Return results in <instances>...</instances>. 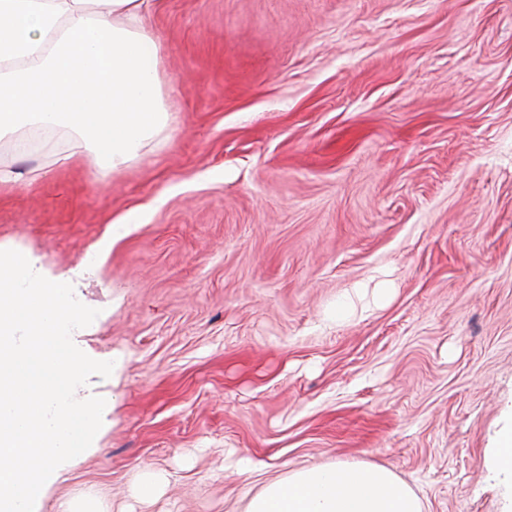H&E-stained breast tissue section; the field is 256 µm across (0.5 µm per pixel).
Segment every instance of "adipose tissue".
Segmentation results:
<instances>
[{"mask_svg":"<svg viewBox=\"0 0 512 512\" xmlns=\"http://www.w3.org/2000/svg\"><path fill=\"white\" fill-rule=\"evenodd\" d=\"M150 0H0V138L24 127L78 130L120 171L169 122ZM245 512H423L390 470L314 465L268 479Z\"/></svg>","mask_w":512,"mask_h":512,"instance_id":"obj_1","label":"adipose tissue"}]
</instances>
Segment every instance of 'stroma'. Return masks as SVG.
I'll return each mask as SVG.
<instances>
[{
  "label": "stroma",
  "instance_id": "stroma-1",
  "mask_svg": "<svg viewBox=\"0 0 512 512\" xmlns=\"http://www.w3.org/2000/svg\"><path fill=\"white\" fill-rule=\"evenodd\" d=\"M145 27L180 92L142 157L0 139V250L71 282L99 311L74 344L114 364L37 512H244L331 463L392 470L423 512H506L512 0H155ZM491 466L512 487V427L500 432L496 448H492ZM163 481L164 476L161 473H145L135 486V497L142 502H148L155 499Z\"/></svg>",
  "mask_w": 512,
  "mask_h": 512
}]
</instances>
